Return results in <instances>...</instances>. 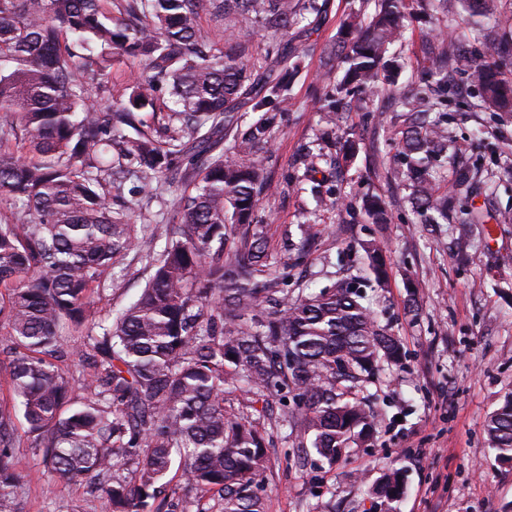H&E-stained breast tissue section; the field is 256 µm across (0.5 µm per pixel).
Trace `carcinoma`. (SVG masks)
I'll list each match as a JSON object with an SVG mask.
<instances>
[{
    "label": "carcinoma",
    "mask_w": 512,
    "mask_h": 512,
    "mask_svg": "<svg viewBox=\"0 0 512 512\" xmlns=\"http://www.w3.org/2000/svg\"><path fill=\"white\" fill-rule=\"evenodd\" d=\"M469 17L497 13L500 0H462ZM0 0V351L13 405H0V512H15L24 476L13 417L29 425L26 447L48 481L101 487L107 512H169L171 471L196 490L183 512H266L274 428L234 405L246 396L262 411L291 396L279 417L294 461L313 453L333 468L374 443L367 386L402 364V339L361 302L357 281L340 279L292 300L276 275L260 201L275 192L263 158L275 128L295 106L299 65L290 32L324 6L318 0ZM448 17V0H375L351 14L339 43L324 51V130L346 121L352 99L374 100L395 85L402 65L389 47L415 7ZM222 22L243 18L267 35L266 68L254 74L248 47L229 55L203 31L201 11ZM458 47L441 41L411 95L398 155L423 224L448 218L452 198L430 187L425 161L448 156V78ZM512 53L495 40L473 77L490 112H512V85L496 64ZM117 57L142 66L122 98L94 97ZM346 64L331 81L335 62ZM172 113L166 139L153 135L157 110ZM259 117L247 121V116ZM308 164L302 181L321 204L327 178ZM134 178L169 192L176 219L138 237L106 202ZM361 209L388 223L382 200ZM314 224L282 244L299 260L318 238ZM373 280L387 285L385 250L360 244ZM149 276L116 313L97 314L94 294L131 250ZM79 336L76 348L63 328ZM88 357L83 397L62 368ZM499 459L512 462V392L484 422ZM123 469L124 475L116 474ZM403 489L401 471L380 479L379 506Z\"/></svg>",
    "instance_id": "cac0c4a2"
}]
</instances>
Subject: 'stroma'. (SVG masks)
<instances>
[{
    "label": "stroma",
    "mask_w": 512,
    "mask_h": 512,
    "mask_svg": "<svg viewBox=\"0 0 512 512\" xmlns=\"http://www.w3.org/2000/svg\"><path fill=\"white\" fill-rule=\"evenodd\" d=\"M374 0H326L321 20L296 36L303 54L293 87L302 107L288 113L271 143L264 165L278 186L259 213L267 226L271 253L285 233L314 224L319 237L304 264L286 270L288 290L328 287L342 277H362L364 303L381 324L401 337L406 357L374 385L378 432L370 448L354 449L338 468L308 459L296 467L288 443L278 439L268 454L271 475L264 489L267 512H380L371 493L387 471L400 469L404 495L392 512H512V462L497 458L483 430L486 417L512 391V112L484 111L471 72L486 38H512V0L498 14L469 26L467 53L448 91V164L437 169L439 191L455 188L457 168L474 178L462 210L447 223H419L412 189L398 169L397 142L405 127L402 110L377 111L357 104L337 137L356 134L362 149L331 184L332 203L316 207L301 190L302 147L316 146L323 127L324 85L320 59L337 43L352 12L371 13ZM448 22L428 25L413 16L405 40L394 50L404 64L402 81L417 79L427 65L428 42L459 31V0H448ZM385 200L390 223H368L360 210L364 196ZM112 207L130 212L141 236L169 214L163 198L147 192L112 197ZM377 237L385 247L389 285L369 281L361 241ZM146 273L138 254H127L114 270L111 287L95 297L100 312L135 300ZM417 292H410L409 283ZM26 483L17 512H104L95 489L58 484L48 491L42 465L28 449H17Z\"/></svg>",
    "instance_id": "obj_1"
}]
</instances>
